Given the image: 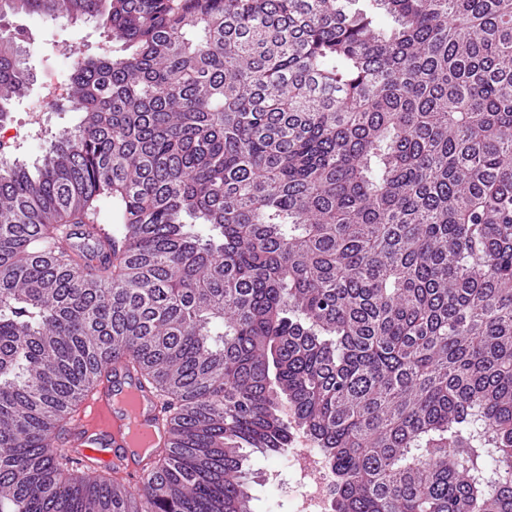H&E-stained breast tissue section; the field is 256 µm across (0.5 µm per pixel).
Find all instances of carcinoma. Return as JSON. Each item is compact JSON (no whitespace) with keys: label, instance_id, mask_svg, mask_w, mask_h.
Wrapping results in <instances>:
<instances>
[{"label":"carcinoma","instance_id":"cac0c4a2","mask_svg":"<svg viewBox=\"0 0 512 512\" xmlns=\"http://www.w3.org/2000/svg\"><path fill=\"white\" fill-rule=\"evenodd\" d=\"M369 2L0 0V122L7 17L112 44L0 156V512H252L297 429L330 512H512V0ZM115 357L137 492L64 446ZM44 127L48 134L58 132L59 130L71 127L79 120V113L69 112L68 108L48 109L43 112Z\"/></svg>","mask_w":512,"mask_h":512}]
</instances>
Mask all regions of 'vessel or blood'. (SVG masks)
<instances>
[{"instance_id": "obj_1", "label": "vessel or blood", "mask_w": 512, "mask_h": 512, "mask_svg": "<svg viewBox=\"0 0 512 512\" xmlns=\"http://www.w3.org/2000/svg\"><path fill=\"white\" fill-rule=\"evenodd\" d=\"M161 418L154 394L121 375L100 385L94 399L75 412L66 444L75 456L100 461L102 469H124L138 486L147 479L138 460L146 440L155 439Z\"/></svg>"}]
</instances>
